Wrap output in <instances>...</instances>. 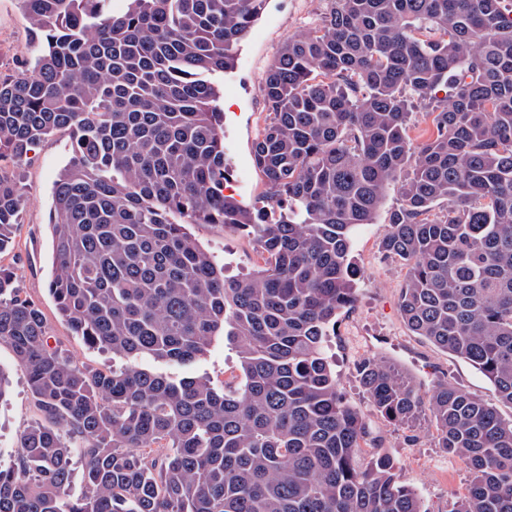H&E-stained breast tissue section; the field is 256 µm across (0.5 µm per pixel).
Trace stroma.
<instances>
[{
    "label": "stroma",
    "instance_id": "stroma-1",
    "mask_svg": "<svg viewBox=\"0 0 512 512\" xmlns=\"http://www.w3.org/2000/svg\"><path fill=\"white\" fill-rule=\"evenodd\" d=\"M328 0H267L243 42L231 72L216 76L219 104L224 108V152L231 194L248 207L257 206L267 190L253 161V144L268 117L262 86L265 73L281 45L290 37L318 27ZM37 48L19 0H0V74L13 73ZM72 157L71 135L61 130L41 142L29 160L12 173L22 187L25 204L11 247L0 264L11 267L16 283L42 310L54 341L79 365L94 370L112 366V355L87 346L74 336L59 315L49 292L53 271L52 192L59 173ZM398 187H390L374 223L352 233V255L361 271L356 301L341 311L329 329L327 354L336 370L344 400L360 410L402 476L416 489L421 512H450L469 484V474L446 449L440 448L428 409L408 426L385 420L362 387L357 366L365 359L386 362L402 373L421 394L440 381L456 385L512 419V406L501 403L493 384L469 362L444 352L414 335L400 313V295L407 268L387 257L381 242L390 229L389 215L399 207ZM188 232L224 266L228 277L240 276L263 264L261 249L248 231L219 224H191ZM0 371L8 391L0 400V460L10 461L20 434L39 415L31 401L26 373L12 350L0 346ZM194 377L209 378L216 389L232 388L240 376L234 341L217 335L209 350L190 368Z\"/></svg>",
    "mask_w": 512,
    "mask_h": 512
}]
</instances>
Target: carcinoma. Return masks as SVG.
I'll use <instances>...</instances> for the list:
<instances>
[{
    "instance_id": "obj_1",
    "label": "carcinoma",
    "mask_w": 512,
    "mask_h": 512,
    "mask_svg": "<svg viewBox=\"0 0 512 512\" xmlns=\"http://www.w3.org/2000/svg\"><path fill=\"white\" fill-rule=\"evenodd\" d=\"M20 2L38 50L0 76V253L24 202L4 164L72 130L49 291L73 332L122 364L63 355L0 267V344L40 414L0 464V512H421L343 401L325 343L355 300L351 231L399 182L382 248L407 266L402 318L512 405V0H329L264 78L255 211L224 194L213 77L266 0H130L121 15L107 0ZM419 106L433 133L418 141ZM175 215L249 230L264 265L225 278ZM224 329L242 369L230 390L148 366L184 369ZM358 373L390 422L428 405L439 447L471 476L450 512H512V422L447 383L425 400L380 360Z\"/></svg>"
}]
</instances>
